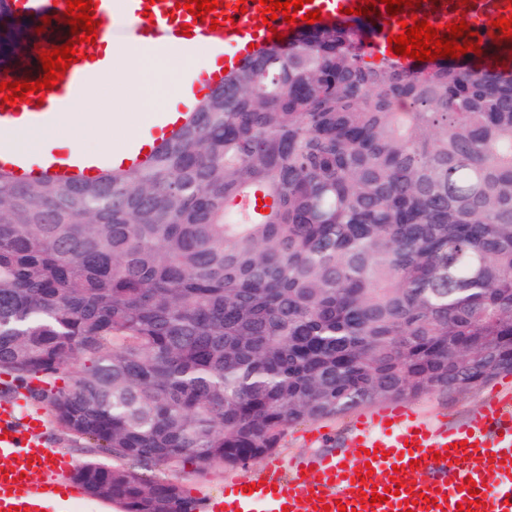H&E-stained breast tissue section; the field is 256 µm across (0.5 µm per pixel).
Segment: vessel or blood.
<instances>
[{"instance_id":"vessel-or-blood-1","label":"vessel or blood","mask_w":512,"mask_h":512,"mask_svg":"<svg viewBox=\"0 0 512 512\" xmlns=\"http://www.w3.org/2000/svg\"><path fill=\"white\" fill-rule=\"evenodd\" d=\"M358 0H309L308 10H319L323 25L361 24L362 18L350 14ZM115 9L113 0H92V16L97 20L98 45L131 38L139 47L158 52L169 46H187L207 42L218 56L214 66L202 70L190 83L181 112L190 111L197 101L211 94L224 82L225 69H237L253 58L255 51L274 41V32L293 39L311 32L305 21L289 25L284 19L271 25L261 22L258 0H221L212 11V19L221 20L218 29L209 21L194 20L177 0H122ZM465 20L469 30L481 38L480 53L460 55L468 64L512 63V40H495L490 22L497 15L512 14V0H466ZM455 0H421L415 13L431 25L445 27L458 8ZM65 0H0L4 13H34L44 17L42 30L22 35L28 63H13L11 81L35 82L44 70L39 48L56 49L71 40V24L62 21ZM380 25L367 41L374 59H395L389 37L398 35L401 26L386 11L383 0L376 5ZM189 35H182V25ZM105 67L104 62L79 59L66 69L60 83L30 94L28 101L0 107V129L21 123L54 124L73 94L93 84ZM181 124L178 117L167 121L158 134L134 142L113 156L114 165H147L149 153L161 139L174 133ZM100 159L79 153L48 155L42 162H29L0 142V172L19 181H33L50 174L62 178L85 179L98 175ZM41 415L21 414L15 398L0 397V512H47L48 504L65 505L78 496L80 489L69 474V457L52 453L37 431ZM346 451L313 453L281 469L278 460L265 463L271 475L266 483L246 492L243 483L230 479L224 483V495L208 499L205 512H340L341 508H364L365 512H458L462 503L470 512H512V410L505 401L493 399L463 421L450 423L433 420L408 406L370 407L356 416ZM380 449L381 457L370 459L368 452ZM404 482L399 495L387 502L362 507V494L373 486L384 487L390 478ZM479 485L478 503H471L464 490L465 480Z\"/></svg>"}]
</instances>
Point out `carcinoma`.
I'll return each instance as SVG.
<instances>
[{
  "label": "carcinoma",
  "mask_w": 512,
  "mask_h": 512,
  "mask_svg": "<svg viewBox=\"0 0 512 512\" xmlns=\"http://www.w3.org/2000/svg\"><path fill=\"white\" fill-rule=\"evenodd\" d=\"M365 44L263 48L146 167L0 174V370L128 462L76 468L90 497L199 512L153 469H236L306 419L512 374V71ZM76 356L73 387L32 386Z\"/></svg>",
  "instance_id": "carcinoma-1"
}]
</instances>
